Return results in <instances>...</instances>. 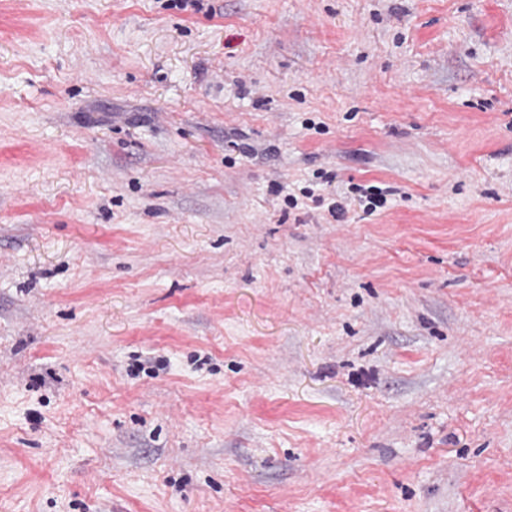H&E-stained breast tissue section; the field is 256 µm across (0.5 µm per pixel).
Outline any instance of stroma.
<instances>
[{
	"label": "stroma",
	"mask_w": 512,
	"mask_h": 512,
	"mask_svg": "<svg viewBox=\"0 0 512 512\" xmlns=\"http://www.w3.org/2000/svg\"><path fill=\"white\" fill-rule=\"evenodd\" d=\"M0 512H512V0H0Z\"/></svg>",
	"instance_id": "stroma-1"
}]
</instances>
